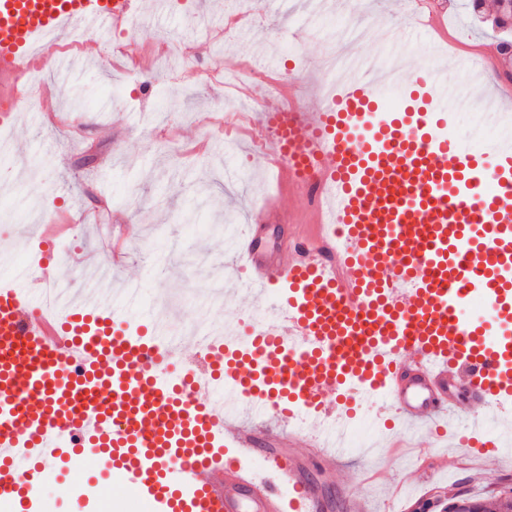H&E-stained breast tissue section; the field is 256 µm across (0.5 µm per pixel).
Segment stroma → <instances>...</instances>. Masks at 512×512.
Masks as SVG:
<instances>
[{"instance_id": "obj_1", "label": "stroma", "mask_w": 512, "mask_h": 512, "mask_svg": "<svg viewBox=\"0 0 512 512\" xmlns=\"http://www.w3.org/2000/svg\"><path fill=\"white\" fill-rule=\"evenodd\" d=\"M466 2L370 0L318 13L309 0H259L251 25L235 28L220 54L212 33L225 28L239 0L185 6L170 0L166 11L144 10L123 32L67 31L57 55L44 61L42 93L13 114L11 150L0 158V254L29 264L48 218L78 223L72 240L93 267L111 262L101 241L123 236L125 265L112 282L140 283L142 310L131 314L133 323L163 309L172 329L186 328L193 320L184 307L190 288L211 299L201 325L230 323L232 310L249 307L250 299L240 294L226 305L212 297L235 258L224 249V229L241 224L244 209L277 186L276 169L261 149L270 102L266 78L290 74L297 94L317 109L329 50L385 58L390 46L378 18L400 25L417 3L439 16L453 53L470 57L497 47L498 29ZM61 55L81 59L77 76L57 70ZM248 69L258 78L241 90L225 88L224 77ZM307 211L306 200L286 193L264 222L267 244L280 247L284 224L309 232ZM483 441L480 435L447 440L432 449L433 461L422 471L405 456L378 464L363 458L378 470L377 481L365 488L369 512H416L436 496L488 503L512 489V468L491 464L467 472L458 466ZM110 482L106 467L95 465L68 472L63 484L42 485L39 498L51 502L53 512H149L126 487L99 501L97 489Z\"/></svg>"}]
</instances>
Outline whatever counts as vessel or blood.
<instances>
[{"label": "vessel or blood", "mask_w": 512, "mask_h": 512, "mask_svg": "<svg viewBox=\"0 0 512 512\" xmlns=\"http://www.w3.org/2000/svg\"><path fill=\"white\" fill-rule=\"evenodd\" d=\"M139 12L0 0V100L27 99L45 37L123 29ZM340 69L319 110L267 114L268 154L319 232L285 235L271 260L259 227L272 207L252 208L231 276L273 313L228 339L206 330L198 365H179L162 318L134 328L101 290L60 295L55 255L0 279L1 500L106 457L151 512H366L334 477L369 392L397 427L482 412L512 424V147L478 154L449 137L452 110L472 103L447 69L387 79L356 55ZM391 81L410 88L395 107Z\"/></svg>", "instance_id": "vessel-or-blood-1"}]
</instances>
